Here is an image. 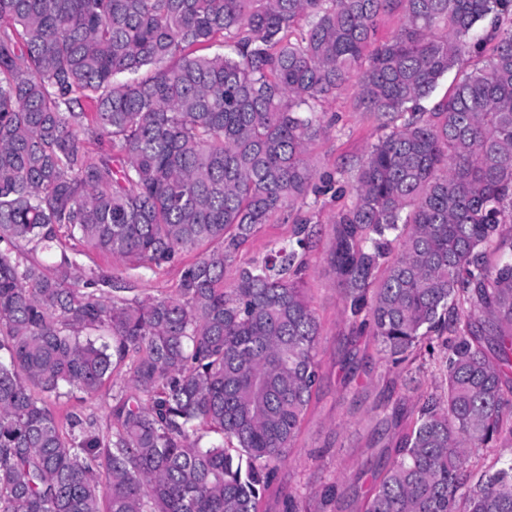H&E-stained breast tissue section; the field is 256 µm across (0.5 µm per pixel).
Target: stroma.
<instances>
[{"mask_svg": "<svg viewBox=\"0 0 512 512\" xmlns=\"http://www.w3.org/2000/svg\"><path fill=\"white\" fill-rule=\"evenodd\" d=\"M354 88L342 91L326 105L337 117V133L317 141L310 151L318 171L332 172L353 165L376 142L379 130L353 107ZM340 203L332 195L319 197L313 207V246L306 256V287L321 327L318 365L320 386L302 422L277 479L266 495V512H288L284 494L292 492L298 512H362L376 479L407 431L412 412L423 396L442 394L445 386L444 348L418 349L401 364L388 362L370 332L358 331L344 311L335 273L327 262L334 238L333 216ZM292 222L263 225L240 250L224 274L232 283L236 267L265 253L271 241L288 238ZM70 253L85 268L111 266L126 288L127 298L145 299L171 294L180 277L179 266L124 269L103 255L87 252L77 241ZM116 379L105 381L96 396L50 402L58 420L79 412L95 423L100 437L111 433L112 394Z\"/></svg>", "mask_w": 512, "mask_h": 512, "instance_id": "35a3bbf8", "label": "stroma"}]
</instances>
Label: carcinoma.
<instances>
[{"label": "carcinoma", "mask_w": 512, "mask_h": 512, "mask_svg": "<svg viewBox=\"0 0 512 512\" xmlns=\"http://www.w3.org/2000/svg\"><path fill=\"white\" fill-rule=\"evenodd\" d=\"M385 13L402 22L377 44ZM352 80L383 133L320 175L318 107ZM329 191L359 326L395 364L455 336L364 512H512V456L469 469L512 439V0H0V512H262L319 383L309 219L224 271ZM62 234L131 270L181 264L175 293L115 295L63 250L46 265ZM123 366L110 437L77 413L63 429L48 399ZM292 219L278 220L271 224H264L257 234L240 250L232 266L226 269L224 283L231 284L235 276V268L244 266L255 257L265 253L271 241L288 238L293 229ZM512 452L511 443L506 441L498 443L496 447L480 448L472 452L470 456V470L473 474L479 475L484 471L493 470L499 466L498 459L501 454L510 455Z\"/></svg>", "instance_id": "carcinoma-1"}]
</instances>
